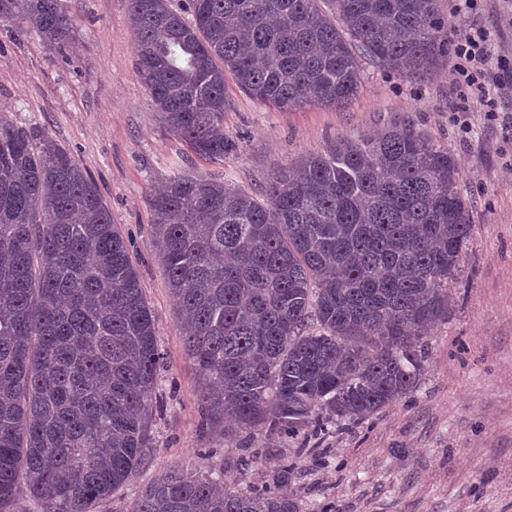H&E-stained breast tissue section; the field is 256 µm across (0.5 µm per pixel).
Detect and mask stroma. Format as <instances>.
<instances>
[{"label": "stroma", "instance_id": "obj_1", "mask_svg": "<svg viewBox=\"0 0 512 512\" xmlns=\"http://www.w3.org/2000/svg\"><path fill=\"white\" fill-rule=\"evenodd\" d=\"M74 21L64 47L0 17V111L35 138L65 149L96 185L121 231L153 313L164 354L152 421L154 452L96 512H131L142 488L178 465L205 475L259 448L258 465L235 472L240 487L294 469L283 491L300 512H512V92L461 101L451 58L413 82L361 60L358 96L342 108L288 111L227 81L224 134L236 149L213 162L168 134L136 77L128 0H61ZM492 35L489 67L512 66V0H482L470 20ZM412 126L447 146L459 169L471 232L446 320L426 334L424 370L406 398L362 422L340 420L318 439L223 436L207 418L196 372L151 233L149 194L171 171L221 178L253 192L298 157L330 144Z\"/></svg>", "mask_w": 512, "mask_h": 512}]
</instances>
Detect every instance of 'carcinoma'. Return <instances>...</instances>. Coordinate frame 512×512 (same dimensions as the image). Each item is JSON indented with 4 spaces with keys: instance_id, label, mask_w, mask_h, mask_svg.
Masks as SVG:
<instances>
[{
    "instance_id": "cac0c4a2",
    "label": "carcinoma",
    "mask_w": 512,
    "mask_h": 512,
    "mask_svg": "<svg viewBox=\"0 0 512 512\" xmlns=\"http://www.w3.org/2000/svg\"><path fill=\"white\" fill-rule=\"evenodd\" d=\"M130 0L136 70L160 123L222 161L227 76L278 109L338 107L359 59L411 81L448 53L441 0ZM62 45L59 0H0ZM448 147L411 128L299 157L248 193L173 173L152 233L202 399L224 432L294 434L328 413L363 421L416 387L423 330L448 318L470 235ZM154 320L95 184L51 139L0 114V512H95L152 453ZM173 466L131 512H299Z\"/></svg>"
}]
</instances>
